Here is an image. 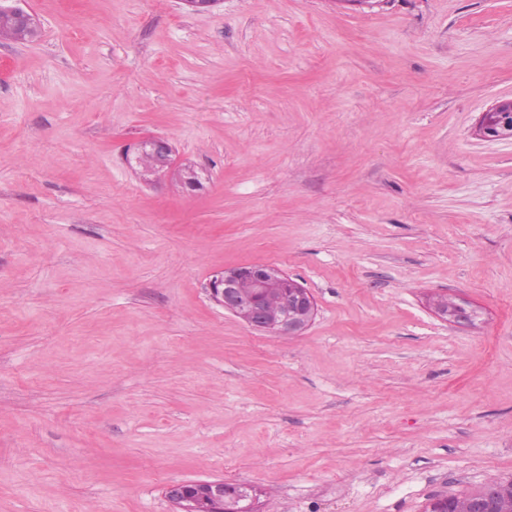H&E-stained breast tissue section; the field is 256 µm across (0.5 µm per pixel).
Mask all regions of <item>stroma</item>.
<instances>
[{
  "label": "stroma",
  "mask_w": 512,
  "mask_h": 512,
  "mask_svg": "<svg viewBox=\"0 0 512 512\" xmlns=\"http://www.w3.org/2000/svg\"><path fill=\"white\" fill-rule=\"evenodd\" d=\"M0 45V512H425L512 479V0H20ZM167 140L200 188L142 181ZM274 264L298 336L209 295ZM447 292L475 326L436 317ZM33 33H29L18 25L17 19L10 14L0 12V43L9 41H26ZM478 135L485 141L512 140V98L496 101L482 114ZM230 487L224 481H190L170 485L167 497L181 512H222L233 510V500L226 501Z\"/></svg>",
  "instance_id": "stroma-1"
}]
</instances>
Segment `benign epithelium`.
I'll list each match as a JSON object with an SVG mask.
<instances>
[{
    "mask_svg": "<svg viewBox=\"0 0 512 512\" xmlns=\"http://www.w3.org/2000/svg\"><path fill=\"white\" fill-rule=\"evenodd\" d=\"M0 10L12 12L30 30L39 27L34 15L13 4L0 0ZM478 135L485 141L512 140V98L501 99L482 114ZM137 172L153 182L175 173L180 181L191 174L190 167L174 170L170 159L172 146L164 139L151 137L135 149ZM212 300L247 326L273 336H298L314 321L316 300L310 290L285 271L271 264L247 265L226 270L209 282ZM436 316L460 326L472 322L468 311L453 295L436 293L429 300ZM244 492V486L228 487L222 481H190L170 485L167 497L179 512H231L233 501L227 499L230 489ZM512 512V481L497 482L491 496L476 499L461 497L452 512Z\"/></svg>",
    "mask_w": 512,
    "mask_h": 512,
    "instance_id": "1",
    "label": "benign epithelium"
}]
</instances>
